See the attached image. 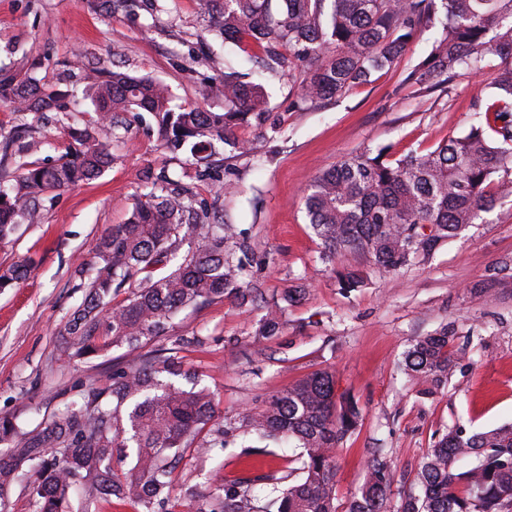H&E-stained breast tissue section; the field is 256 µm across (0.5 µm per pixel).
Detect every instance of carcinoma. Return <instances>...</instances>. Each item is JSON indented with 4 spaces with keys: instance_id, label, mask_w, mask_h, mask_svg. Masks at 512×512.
<instances>
[{
    "instance_id": "cac0c4a2",
    "label": "carcinoma",
    "mask_w": 512,
    "mask_h": 512,
    "mask_svg": "<svg viewBox=\"0 0 512 512\" xmlns=\"http://www.w3.org/2000/svg\"><path fill=\"white\" fill-rule=\"evenodd\" d=\"M205 31L258 50L250 62L272 78L298 73L294 108L308 110L375 73L395 67L407 46L438 29L427 55L408 68L405 81L429 92L465 73L487 76L479 121L461 136L423 153L390 158L389 149L366 150L321 171L304 193L322 262L359 253L370 266L395 272L426 261L441 243L512 196V0H205ZM224 60L220 95L224 111L177 104L170 89L145 76L84 71L82 97L95 116L75 133L73 150L52 166L23 162L0 179V241L20 224H36L47 194L102 175L112 163L109 140L123 112H148L161 146L189 148L199 162L227 145L241 154L252 143L234 130L261 132L271 124L269 95L261 82ZM75 90L0 68V104L14 112L67 110ZM145 200L133 203L127 221L96 241L94 276L83 303L67 323L76 355L90 359L108 346L128 359L112 364L102 386L88 388L82 405L53 414L0 455V491L27 469L36 512H69L66 493L78 482L131 503L140 512H180L171 503L174 464L202 432L212 436L200 450L224 447L227 439L288 440L300 449L295 476L273 486L258 505L250 481L237 479L203 496L195 512H337L336 452L360 425L357 401L336 387L335 374L314 371L271 395L265 409L229 426L215 418L213 395L178 356L184 339L165 354L147 349L169 333L172 316L228 296H247L248 247L225 246L234 225L209 221L197 200L166 176L147 182ZM183 260L168 268L185 240ZM30 269L14 264L0 273V288L25 280ZM349 293L368 285L364 270L336 272ZM128 296L107 312V299L123 286ZM294 288L265 305L255 335L269 338L283 327L289 306L306 294ZM455 327L417 336L402 369L421 393L434 396L448 385L461 351ZM133 457L125 472L114 461ZM393 480L390 460L376 450L363 484L345 512H388ZM512 508V423L469 432L456 424L423 456L413 489L399 512H509Z\"/></svg>"
}]
</instances>
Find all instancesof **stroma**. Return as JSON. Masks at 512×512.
<instances>
[{
  "label": "stroma",
  "instance_id": "35a3bbf8",
  "mask_svg": "<svg viewBox=\"0 0 512 512\" xmlns=\"http://www.w3.org/2000/svg\"><path fill=\"white\" fill-rule=\"evenodd\" d=\"M426 43H410L400 64L372 82L306 111L291 106L299 78L270 80L275 130L258 134L250 153L214 157L210 176L197 177L190 152L171 155L158 140L148 113L129 112L113 161L98 179L48 194L43 220L20 225L0 242V268L31 266L28 278L0 291V417L31 431L47 416L80 406L89 385L104 384L118 350L94 359L72 355L66 323L81 303L97 239L124 223L146 172L171 178L204 199L209 210L235 224L247 242L254 299L217 300L189 307L173 318V337L190 338L181 354L214 393L224 422L264 409L268 398L314 370H334L339 390L362 409L356 432L338 452L336 502L346 505L362 484L365 463L383 449L394 467L388 492L391 512L413 483L419 464L438 435L460 423L475 431L512 422V197L500 200L481 223L439 246L426 262L396 275L371 273L365 288L342 294L334 271L364 264L357 253L319 258L321 246L306 218L302 195L317 173L367 148L389 147L393 156L423 152L464 134L485 96V79L474 74L425 93L405 80L411 60ZM235 45L203 30L202 0H177L150 12L147 0H0V67L28 65L36 77L77 84L95 67L149 75L166 84L176 103L205 102L219 112L216 88L224 60ZM213 89L202 99L203 88ZM75 98L66 112L22 114L0 106V131L9 134L0 152V174L19 162L53 164L72 145L74 115L90 111ZM224 185L213 192L214 181ZM305 285V300L290 307L280 336L251 335L266 302ZM454 325L464 357L445 395H417L401 369L414 337ZM246 455L243 442L204 453L186 450L172 473V497L194 512L200 492L241 477L254 478L265 497V476H287L297 451L259 442Z\"/></svg>",
  "mask_w": 512,
  "mask_h": 512
}]
</instances>
